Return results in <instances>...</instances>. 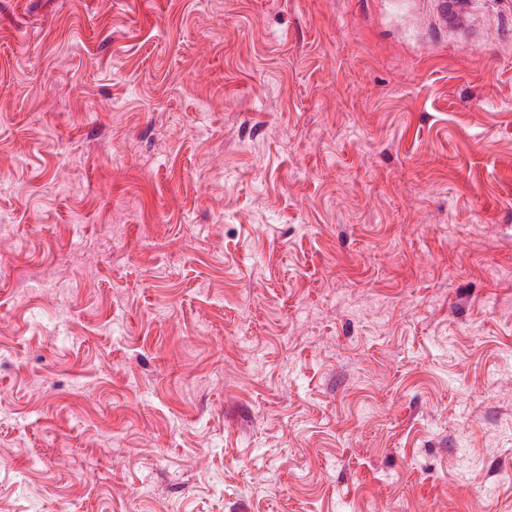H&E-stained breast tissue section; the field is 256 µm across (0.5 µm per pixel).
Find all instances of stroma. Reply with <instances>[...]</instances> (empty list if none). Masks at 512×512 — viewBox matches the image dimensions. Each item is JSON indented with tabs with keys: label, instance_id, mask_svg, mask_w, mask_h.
<instances>
[{
	"label": "stroma",
	"instance_id": "35a3bbf8",
	"mask_svg": "<svg viewBox=\"0 0 512 512\" xmlns=\"http://www.w3.org/2000/svg\"><path fill=\"white\" fill-rule=\"evenodd\" d=\"M0 0V512H512V0ZM470 6L471 2L465 0H437L441 26L448 29V24H457Z\"/></svg>",
	"mask_w": 512,
	"mask_h": 512
}]
</instances>
